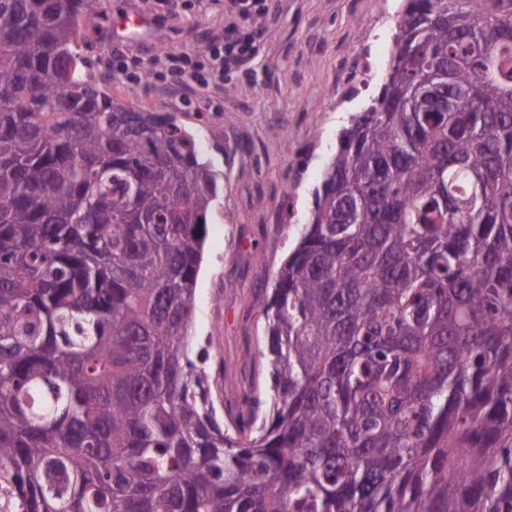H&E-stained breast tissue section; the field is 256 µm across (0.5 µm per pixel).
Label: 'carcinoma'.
<instances>
[{
	"label": "carcinoma",
	"mask_w": 512,
	"mask_h": 512,
	"mask_svg": "<svg viewBox=\"0 0 512 512\" xmlns=\"http://www.w3.org/2000/svg\"><path fill=\"white\" fill-rule=\"evenodd\" d=\"M93 0H0V463L22 512H512V0H405L217 420L219 185L83 78Z\"/></svg>",
	"instance_id": "cac0c4a2"
}]
</instances>
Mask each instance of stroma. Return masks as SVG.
<instances>
[{
	"label": "stroma",
	"mask_w": 512,
	"mask_h": 512,
	"mask_svg": "<svg viewBox=\"0 0 512 512\" xmlns=\"http://www.w3.org/2000/svg\"><path fill=\"white\" fill-rule=\"evenodd\" d=\"M258 25L253 67L224 77L222 88L192 92L157 67L144 78L140 59L165 50L195 53L222 36L227 0H95L97 29L80 52L85 71L114 98L172 112L199 140L223 186L208 215L198 277L193 351L216 375L221 399L247 390L265 350L263 309L277 273L308 220L313 193L337 138L362 99L346 94L369 53L388 61L403 0H269ZM140 14L150 27L118 40L114 23Z\"/></svg>",
	"instance_id": "stroma-1"
}]
</instances>
